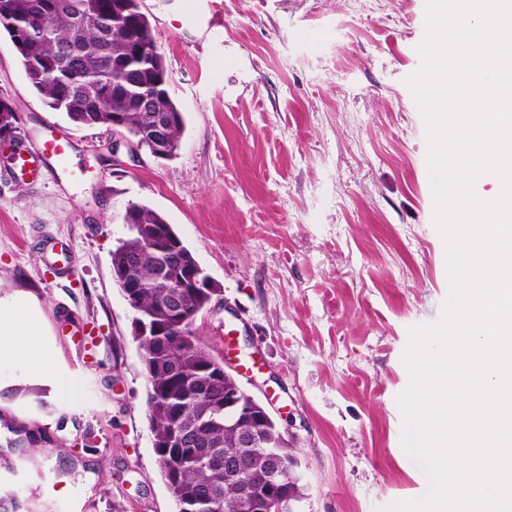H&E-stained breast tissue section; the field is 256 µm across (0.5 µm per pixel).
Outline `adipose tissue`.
Instances as JSON below:
<instances>
[{"label":"adipose tissue","mask_w":512,"mask_h":512,"mask_svg":"<svg viewBox=\"0 0 512 512\" xmlns=\"http://www.w3.org/2000/svg\"><path fill=\"white\" fill-rule=\"evenodd\" d=\"M10 333V344L0 346V360H10L31 369L40 368V334L37 317L27 306L0 303V333Z\"/></svg>","instance_id":"obj_1"}]
</instances>
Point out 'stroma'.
<instances>
[{"label":"stroma","mask_w":512,"mask_h":512,"mask_svg":"<svg viewBox=\"0 0 512 512\" xmlns=\"http://www.w3.org/2000/svg\"><path fill=\"white\" fill-rule=\"evenodd\" d=\"M185 118L177 155L113 152L26 80L0 32V298L36 307L45 371L0 365V409L54 447H0L22 512H176L152 449L133 312L112 273L129 204L172 224L217 291L195 323L287 431L297 512H391L428 481L402 446L408 330L448 296L433 223L421 64L425 0H143ZM222 21L219 33L207 27ZM90 179L53 174L47 135ZM252 363L243 371V363Z\"/></svg>","instance_id":"1"}]
</instances>
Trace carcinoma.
Returning <instances> with one entry per match:
<instances>
[{
  "label": "carcinoma",
  "mask_w": 512,
  "mask_h": 512,
  "mask_svg": "<svg viewBox=\"0 0 512 512\" xmlns=\"http://www.w3.org/2000/svg\"><path fill=\"white\" fill-rule=\"evenodd\" d=\"M70 10L45 16V29L58 43L68 42L71 27L76 22L86 24L85 41L93 44L98 39L94 19L112 8L113 0H67ZM28 0H18L0 10V31L11 33V28L32 25ZM139 21L122 34L112 38L108 56L90 58L78 76L95 83L104 91L95 97L73 100L61 106V95L71 76L62 72V66L47 58L42 79L34 88L48 106L66 114L68 119L83 120L94 112L106 117L116 110L127 113L129 124L140 122V97L150 88H157L164 96V106L172 118L170 136L178 140L184 130L183 113L174 104L168 90V73L157 74L148 63L134 54L142 42H152L150 22L145 13H138ZM129 234L112 251L111 263L117 268L126 263L134 275L140 276L142 287L129 302L134 319L156 320L167 327L163 336H136L147 377L145 408L152 433V448L164 481L176 505H184L190 512H240L239 487L243 484L262 485L267 481V442L274 440L276 428L264 426L261 440L246 449L248 466L234 480L227 481L217 472L213 461L236 451L237 438L233 429L224 426V375L196 336L186 328H175L162 312L166 299H178L183 308H200L204 298L189 288H171L158 280L156 269L174 274L179 254L190 249L175 232L172 225L153 208L139 203L131 204L124 216ZM158 249L157 268L136 264L139 249L146 246ZM0 429L6 430L8 448H48L55 440L37 426H26L0 413ZM174 435L191 438L186 448H165Z\"/></svg>",
  "instance_id": "obj_1"
}]
</instances>
